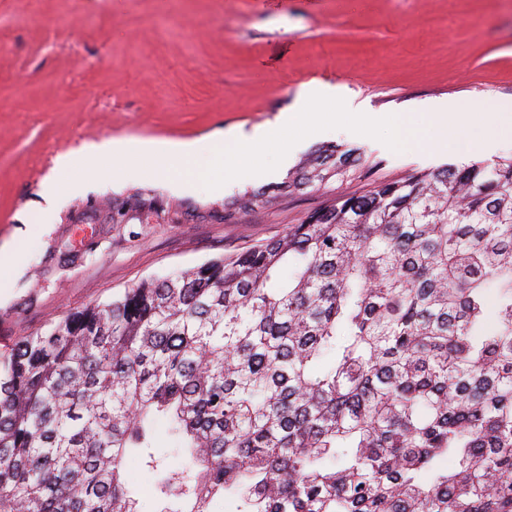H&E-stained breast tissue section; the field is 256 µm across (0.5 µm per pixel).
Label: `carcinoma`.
<instances>
[{
  "instance_id": "1",
  "label": "carcinoma",
  "mask_w": 512,
  "mask_h": 512,
  "mask_svg": "<svg viewBox=\"0 0 512 512\" xmlns=\"http://www.w3.org/2000/svg\"><path fill=\"white\" fill-rule=\"evenodd\" d=\"M368 168L360 148L324 145L277 192ZM163 436L188 464L155 451ZM226 499L512 512V152L340 196L281 238L144 279L0 352V512Z\"/></svg>"
}]
</instances>
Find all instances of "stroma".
<instances>
[{
    "mask_svg": "<svg viewBox=\"0 0 512 512\" xmlns=\"http://www.w3.org/2000/svg\"><path fill=\"white\" fill-rule=\"evenodd\" d=\"M323 86L373 112L410 113V132L365 134L343 120L287 168L272 153L258 170L229 163L220 185L205 152L167 172L143 165L134 179L82 152L108 138L249 132ZM484 96L512 106V0H0V248L22 253L21 273L0 282V351L142 279L281 238L336 195L495 159L512 136L472 153L424 147L464 134L432 129L426 106L473 101L475 133ZM329 143L363 148L368 174L277 195L299 158ZM49 177L66 197L51 218ZM257 190L271 199L264 210L225 211V199Z\"/></svg>",
    "mask_w": 512,
    "mask_h": 512,
    "instance_id": "35a3bbf8",
    "label": "stroma"
}]
</instances>
